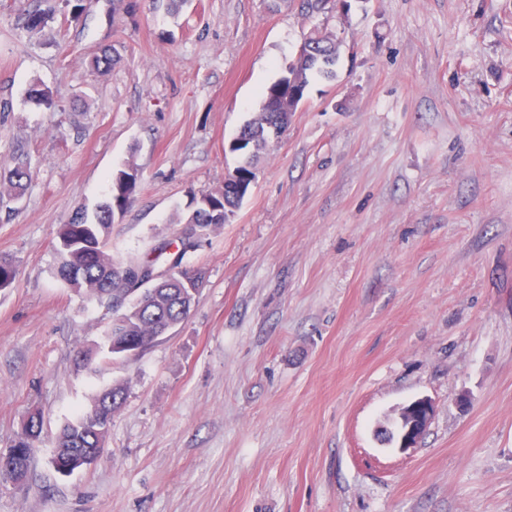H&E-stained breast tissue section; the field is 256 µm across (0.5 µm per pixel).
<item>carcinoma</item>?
Wrapping results in <instances>:
<instances>
[{
    "label": "carcinoma",
    "mask_w": 512,
    "mask_h": 512,
    "mask_svg": "<svg viewBox=\"0 0 512 512\" xmlns=\"http://www.w3.org/2000/svg\"><path fill=\"white\" fill-rule=\"evenodd\" d=\"M51 10L34 8L26 13V30L33 34L52 35L48 29ZM306 45L312 53L300 58L285 68L284 74L271 83L262 94L259 109L242 126L252 144V153L247 165L235 167L251 185L257 178V164L261 154L269 150L271 142L288 130L292 112L283 105L276 117L268 112V98L277 94L283 85L298 91L299 97H307L311 81L315 78L332 79L335 72L324 67L334 65L339 57L336 34L313 28L305 34ZM27 96L30 101L49 112L57 109L52 91L40 85L32 86ZM32 179L31 163L27 156L18 154L12 169L0 173V210H13V204L24 196ZM138 190L136 166L129 162L112 174L106 199L88 209L76 208L69 223L58 232L59 248L63 260L58 263L57 275L69 287L85 292L90 298L112 309L115 317L106 334L108 352L145 351L160 338L163 329L170 323H181L196 303L189 293L185 281L203 283L204 269L183 264L187 252L198 245L202 236L224 224V211L235 212L245 194H228L220 186L191 198L189 212L181 223L190 225L187 233L174 243L170 240L158 242L151 256L142 260L116 262L109 252L108 238L116 216L123 214ZM181 268L179 276L132 296V285L125 272L136 270L147 274L159 261ZM126 395V386L115 384L96 395L89 412L75 422L63 426L56 436V448H94L97 442L90 436V428L108 426L121 409ZM43 429L41 414L29 413L23 422L21 433L14 444L26 449V454L16 463L31 467L33 449Z\"/></svg>",
    "instance_id": "carcinoma-1"
}]
</instances>
